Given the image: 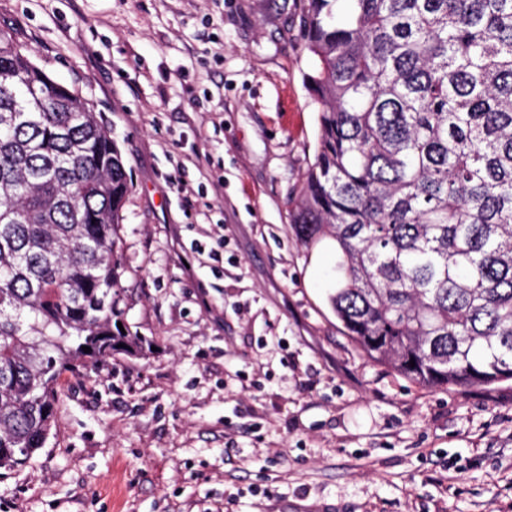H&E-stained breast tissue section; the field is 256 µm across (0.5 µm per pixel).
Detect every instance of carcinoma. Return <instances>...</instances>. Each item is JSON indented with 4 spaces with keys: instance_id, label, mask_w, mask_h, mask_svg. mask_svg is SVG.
Segmentation results:
<instances>
[{
    "instance_id": "obj_1",
    "label": "carcinoma",
    "mask_w": 512,
    "mask_h": 512,
    "mask_svg": "<svg viewBox=\"0 0 512 512\" xmlns=\"http://www.w3.org/2000/svg\"><path fill=\"white\" fill-rule=\"evenodd\" d=\"M302 2L321 109L290 228L335 243L336 319L416 385L512 380V0ZM128 192L92 101L0 30V469L45 446L63 375L150 350L117 326Z\"/></svg>"
}]
</instances>
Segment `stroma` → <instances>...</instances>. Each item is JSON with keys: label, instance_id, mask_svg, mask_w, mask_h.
<instances>
[{"label": "stroma", "instance_id": "stroma-1", "mask_svg": "<svg viewBox=\"0 0 512 512\" xmlns=\"http://www.w3.org/2000/svg\"><path fill=\"white\" fill-rule=\"evenodd\" d=\"M300 6L0 0L120 150L124 323L153 346L64 375L0 512H512V381L435 391L367 361L333 251L290 231L318 132Z\"/></svg>", "mask_w": 512, "mask_h": 512}]
</instances>
